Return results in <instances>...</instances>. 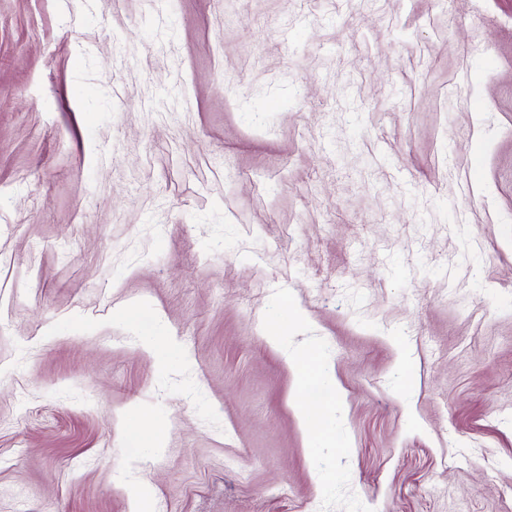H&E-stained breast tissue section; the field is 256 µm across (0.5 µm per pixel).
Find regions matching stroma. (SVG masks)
Masks as SVG:
<instances>
[{
	"label": "stroma",
	"instance_id": "stroma-1",
	"mask_svg": "<svg viewBox=\"0 0 512 512\" xmlns=\"http://www.w3.org/2000/svg\"><path fill=\"white\" fill-rule=\"evenodd\" d=\"M134 485L512 512V0H0V512ZM291 366L297 368L303 375H319L321 367V354L315 345L298 348L288 354ZM131 433L137 441L146 447L156 448V450L163 447V433L145 420H140L137 425L132 427Z\"/></svg>",
	"mask_w": 512,
	"mask_h": 512
}]
</instances>
